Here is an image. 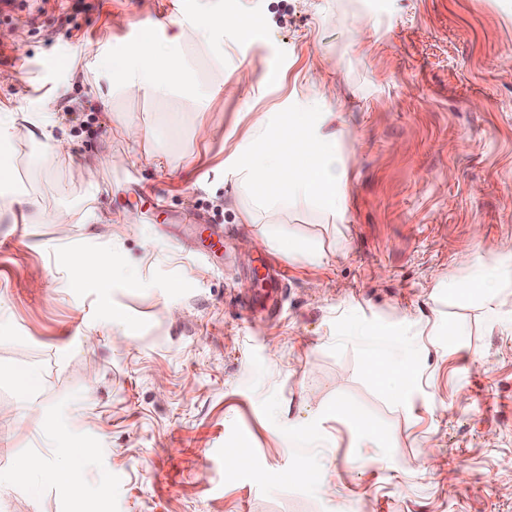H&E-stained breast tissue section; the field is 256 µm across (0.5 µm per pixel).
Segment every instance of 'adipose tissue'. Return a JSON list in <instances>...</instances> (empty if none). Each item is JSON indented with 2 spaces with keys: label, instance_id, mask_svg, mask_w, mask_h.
<instances>
[{
  "label": "adipose tissue",
  "instance_id": "ef3b65f1",
  "mask_svg": "<svg viewBox=\"0 0 512 512\" xmlns=\"http://www.w3.org/2000/svg\"><path fill=\"white\" fill-rule=\"evenodd\" d=\"M181 69V62L170 57L167 49H140L132 57L113 60L112 70L118 73L119 79L108 82L107 92L127 96L144 92L161 97L169 92ZM333 118L330 112L321 113L316 119L310 113H298L297 123L302 130L285 153L268 147L275 136L271 115L254 122L236 147L237 153L247 157L246 162L234 169L237 194L247 200L240 211L242 223L255 224L261 213L296 207L314 208L332 215L344 212L347 169L335 133L323 129ZM21 121L31 125L48 143L57 162L70 161L69 141L55 137L52 124L45 118L30 113L21 115L6 106L0 108L1 134L15 131ZM22 475L28 479L26 492L33 498L48 483L64 484L76 498L84 491L83 472L70 448L53 449L48 456H22L13 469L0 471V485L13 483Z\"/></svg>",
  "mask_w": 512,
  "mask_h": 512
}]
</instances>
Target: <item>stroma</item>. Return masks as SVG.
<instances>
[{"label": "stroma", "mask_w": 512, "mask_h": 512, "mask_svg": "<svg viewBox=\"0 0 512 512\" xmlns=\"http://www.w3.org/2000/svg\"><path fill=\"white\" fill-rule=\"evenodd\" d=\"M217 13L247 15L251 39L225 32L220 63L181 45L190 76L166 96L105 101L89 81L167 45L165 19L207 30ZM18 29L23 43L3 39ZM316 71L311 109L336 115L348 206L263 218L323 248L307 266L242 223L233 165L261 113L300 111ZM0 101L52 102L73 154L60 165L21 139L0 181L36 201L23 224L0 209V469L87 451L81 500L0 488V512H512V288L491 308L452 291L467 256L512 252V0H25L0 12ZM128 121L165 135L133 144ZM88 161L93 193L77 176ZM140 186L159 203L141 205ZM64 208L97 220L53 224ZM174 212L223 225V255L175 244L160 229ZM85 250L113 275L76 288ZM371 334L415 357L404 397L372 378ZM26 366L41 373L27 397L4 375Z\"/></svg>", "instance_id": "1"}]
</instances>
